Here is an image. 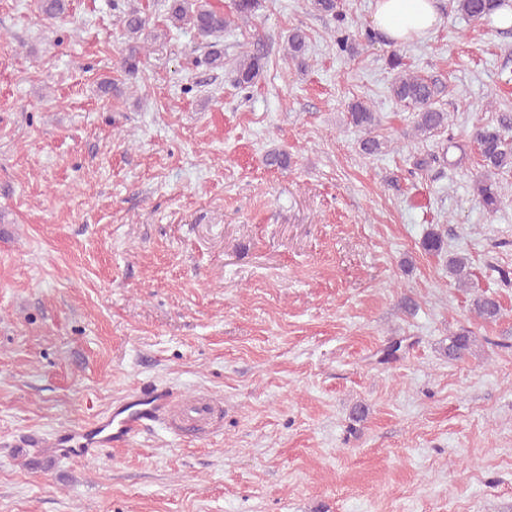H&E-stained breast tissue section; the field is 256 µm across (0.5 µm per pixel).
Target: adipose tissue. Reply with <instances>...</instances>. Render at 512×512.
Listing matches in <instances>:
<instances>
[{
	"label": "adipose tissue",
	"instance_id": "adipose-tissue-1",
	"mask_svg": "<svg viewBox=\"0 0 512 512\" xmlns=\"http://www.w3.org/2000/svg\"><path fill=\"white\" fill-rule=\"evenodd\" d=\"M374 25L396 43L422 38L438 23L435 0H376Z\"/></svg>",
	"mask_w": 512,
	"mask_h": 512
}]
</instances>
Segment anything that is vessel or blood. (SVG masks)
<instances>
[{
    "label": "vessel or blood",
    "mask_w": 512,
    "mask_h": 512,
    "mask_svg": "<svg viewBox=\"0 0 512 512\" xmlns=\"http://www.w3.org/2000/svg\"><path fill=\"white\" fill-rule=\"evenodd\" d=\"M170 406V396L159 389L136 392L116 405L92 427H78L64 434L42 439L47 451L68 457L86 459L98 455L100 449L125 444L140 435L149 423L161 419Z\"/></svg>",
    "instance_id": "obj_1"
}]
</instances>
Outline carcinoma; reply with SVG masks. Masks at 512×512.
Listing matches in <instances>:
<instances>
[{
  "label": "carcinoma",
  "instance_id": "cac0c4a2",
  "mask_svg": "<svg viewBox=\"0 0 512 512\" xmlns=\"http://www.w3.org/2000/svg\"><path fill=\"white\" fill-rule=\"evenodd\" d=\"M233 13L240 18L253 15L260 7V0H232ZM457 11L467 20L481 23L490 21L497 12L512 9V0H455ZM169 20L175 27L188 26L205 37L218 38L231 25L224 12L214 9L207 0H173ZM149 23V17L137 8L124 13L122 24L126 32L134 35ZM308 37L304 30L293 29L288 35L286 57L305 64L308 54ZM266 65L264 44L256 41L253 48L234 62L232 72L234 82L240 87H249L261 77ZM445 91V86L437 81L411 75L398 74L390 84V94L394 100L415 113L414 131L418 136L431 137L449 126L448 113L436 107V100ZM350 122L368 131L379 125V119L371 107L361 101L351 104L348 112ZM512 129V115L504 112L497 125L475 129L473 137L481 156L483 172L476 176L475 191L479 203L489 212H494L501 204V193L495 176L512 167V145L503 132ZM451 274L458 286L466 287L476 273L464 257L448 260ZM474 311L486 321L493 322L501 315L500 302L493 296L482 294L474 299ZM473 339L469 331L463 329L448 337L446 354L450 359H460L470 353Z\"/></svg>",
  "mask_w": 512,
  "mask_h": 512
}]
</instances>
